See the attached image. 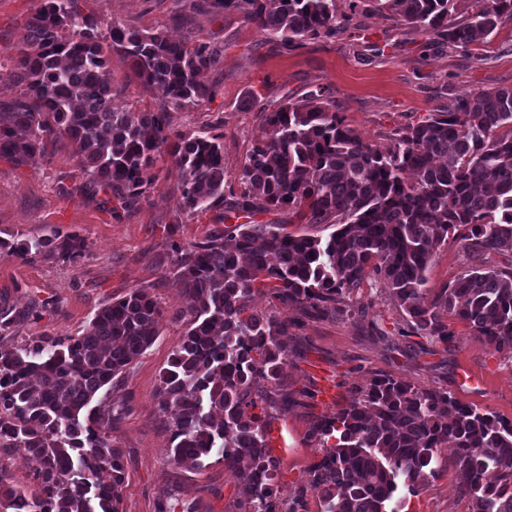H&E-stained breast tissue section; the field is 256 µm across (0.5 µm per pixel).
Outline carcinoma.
<instances>
[{"instance_id": "carcinoma-1", "label": "carcinoma", "mask_w": 512, "mask_h": 512, "mask_svg": "<svg viewBox=\"0 0 512 512\" xmlns=\"http://www.w3.org/2000/svg\"><path fill=\"white\" fill-rule=\"evenodd\" d=\"M83 0H41L15 60L17 94L0 103V158L34 164L68 141L80 158L82 194L107 195L112 217L135 206L156 179L159 156L178 170L188 217L216 212L226 225L202 241H171L173 271L187 301L186 332L156 394L168 415L170 462L224 460L247 493V512H300L304 493L275 503L278 467L261 383L273 384L295 323L251 307L269 289L308 317L341 310L372 275L407 314L411 333L448 343L442 319L465 322L512 359V265H474L430 294L435 247L458 239L471 257L512 254V89L457 95L387 144L364 140L318 87L262 108L269 137L254 145L229 184L219 134L174 132L168 113L114 104L109 55L128 62L148 91L175 108L214 96L200 73L221 52L161 31L114 22L102 32ZM391 13L481 59L488 37L512 20V0H477L467 19L454 0H350ZM236 12L284 46L334 37L351 17L336 0H190L182 8ZM336 227L327 239L285 232L282 214ZM272 214L274 220L259 216ZM81 239H0V253L27 260L74 259ZM161 310L147 288L107 305L85 331L46 336L25 348L0 345V448L23 447L37 488L0 480V504L24 512H118L125 471L112 445V414L92 402L160 335ZM323 449L310 469L321 512H403L454 444L460 496L471 512H512V422L392 376L355 388L349 403L312 425Z\"/></svg>"}]
</instances>
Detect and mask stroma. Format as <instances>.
Masks as SVG:
<instances>
[{
  "label": "stroma",
  "mask_w": 512,
  "mask_h": 512,
  "mask_svg": "<svg viewBox=\"0 0 512 512\" xmlns=\"http://www.w3.org/2000/svg\"><path fill=\"white\" fill-rule=\"evenodd\" d=\"M39 5L40 0H0V52L21 45ZM87 9L105 27L119 22L158 29L176 40L190 35L221 51L219 67L203 74L214 97L197 107L171 110L169 123L176 131L222 135L224 167L232 178L252 146L269 136L262 105L300 97L315 87L327 88L346 124L377 145L453 96L512 88V22L500 28L479 61L381 14H354L350 27L335 38L286 47L241 14L179 11L174 0H89ZM109 68L119 90L116 105L134 112L162 107L161 93L145 90L119 57H110ZM156 174L139 203L116 220L101 196L73 193L81 171L71 148L58 146L54 155L33 165L0 159V239L59 233L83 240L82 254L73 260L0 256V312L15 318L0 334V343L21 348L43 336H79L103 306L134 289H150L163 313L161 334L96 400L100 410L116 417L110 437L125 468L119 512H158L163 500L172 507L196 501L198 512H241L242 489L223 461L213 457L199 467L179 468L169 463L168 421L156 392L186 331L180 317L186 301L171 271L169 244L203 240L215 224L212 214L190 221L180 212L171 160L160 162ZM472 264L460 242L448 240L428 264V289L449 285ZM345 303L352 316L313 319L268 291L253 300L259 311L296 323L285 339L287 363L277 385L266 392V408L284 438L276 454L275 497L285 501L304 493L306 512H320L307 485L310 466L323 455L309 430L315 418L348 404L353 386L374 376L443 389L512 422V362L464 322L446 316L454 333L446 345L400 335L403 313L388 290L372 280ZM304 389L309 392L305 398L300 395ZM453 455V447L443 449L439 474L411 497L410 512H470L457 491Z\"/></svg>",
  "instance_id": "35a3bbf8"
}]
</instances>
